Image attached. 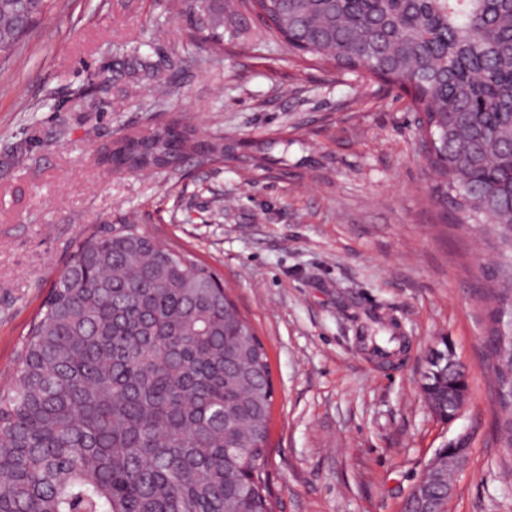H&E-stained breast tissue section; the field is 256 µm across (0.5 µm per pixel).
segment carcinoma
I'll use <instances>...</instances> for the list:
<instances>
[{
	"mask_svg": "<svg viewBox=\"0 0 512 512\" xmlns=\"http://www.w3.org/2000/svg\"><path fill=\"white\" fill-rule=\"evenodd\" d=\"M52 2L0 0V59ZM178 2L200 52L250 38L410 89L434 144V202L494 253L486 346L512 452V0ZM237 150L174 119L114 141L110 158L139 172ZM371 343L386 360L401 350L395 335ZM272 401L265 348L224 283L136 224H95L0 388V512H273ZM425 471L431 509L448 512V452Z\"/></svg>",
	"mask_w": 512,
	"mask_h": 512,
	"instance_id": "cac0c4a2",
	"label": "carcinoma"
}]
</instances>
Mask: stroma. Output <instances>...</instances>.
Segmentation results:
<instances>
[{
	"label": "stroma",
	"instance_id": "stroma-1",
	"mask_svg": "<svg viewBox=\"0 0 512 512\" xmlns=\"http://www.w3.org/2000/svg\"><path fill=\"white\" fill-rule=\"evenodd\" d=\"M184 44L173 0H55L0 63V386L75 242L91 225L133 222L222 278L265 347L276 512H402L437 449L462 435L469 461L448 512H512L484 343L493 253L429 201L408 97L247 39L165 69ZM154 117L248 150L270 143L268 158L114 172L105 147ZM370 315L407 338L399 362L358 343ZM443 347L468 381L451 422L420 389Z\"/></svg>",
	"mask_w": 512,
	"mask_h": 512
}]
</instances>
